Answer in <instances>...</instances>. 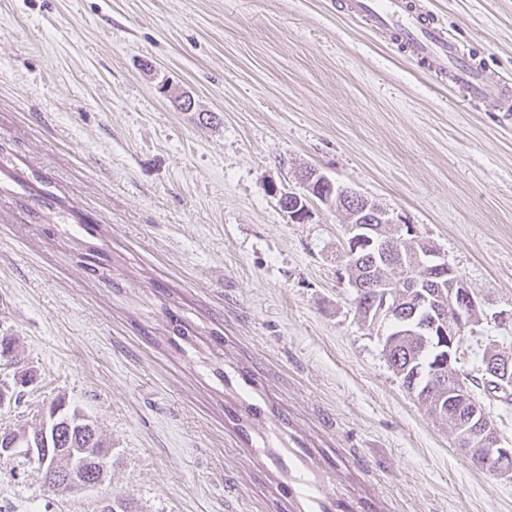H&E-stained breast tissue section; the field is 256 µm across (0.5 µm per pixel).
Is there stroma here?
I'll use <instances>...</instances> for the list:
<instances>
[{
    "mask_svg": "<svg viewBox=\"0 0 512 512\" xmlns=\"http://www.w3.org/2000/svg\"><path fill=\"white\" fill-rule=\"evenodd\" d=\"M423 2L512 81V0ZM306 168L510 313L465 336L462 372L512 356V112L339 0H0V337L36 372L0 431L66 397L135 512H289L268 451L294 437L328 492L383 512H512V480L455 448L358 317L345 213L280 209ZM242 370L277 418L248 417ZM45 502L40 474L0 483V512Z\"/></svg>",
    "mask_w": 512,
    "mask_h": 512,
    "instance_id": "1",
    "label": "stroma"
}]
</instances>
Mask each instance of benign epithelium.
<instances>
[{
    "mask_svg": "<svg viewBox=\"0 0 512 512\" xmlns=\"http://www.w3.org/2000/svg\"><path fill=\"white\" fill-rule=\"evenodd\" d=\"M303 192L282 191L278 197L290 201L285 212L296 223H304L310 217L309 202L316 198L329 208L338 209L345 201L360 202V210L349 213L345 224L343 255L352 259L358 249L375 242L372 233L374 224L393 223L390 213L376 202L345 187L334 185L330 179L316 169L304 171L301 175ZM399 236L393 237L392 252H385L379 262L388 267L402 270L397 279L371 281L367 288L375 289V302L370 309L374 313L372 325L387 328V333L396 329H408L409 336L448 337V377L437 365L425 367L424 379L448 390L443 398L457 407L463 417L459 426L463 451L468 453L472 463L480 468L494 466L497 472L512 479V445L502 439L485 408L472 402L465 381L456 368L459 360L463 334L482 322V304L476 293L431 243L419 242L417 254L410 257L401 249L400 243L414 235L398 228ZM426 309L430 318L421 323L409 321L401 315L404 308ZM484 377L499 387L512 388V360L488 356L483 367Z\"/></svg>",
    "mask_w": 512,
    "mask_h": 512,
    "instance_id": "benign-epithelium-1",
    "label": "benign epithelium"
}]
</instances>
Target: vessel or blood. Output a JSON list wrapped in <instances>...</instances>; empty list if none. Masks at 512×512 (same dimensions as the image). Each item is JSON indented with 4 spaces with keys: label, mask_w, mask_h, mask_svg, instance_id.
<instances>
[{
    "label": "vessel or blood",
    "mask_w": 512,
    "mask_h": 512,
    "mask_svg": "<svg viewBox=\"0 0 512 512\" xmlns=\"http://www.w3.org/2000/svg\"><path fill=\"white\" fill-rule=\"evenodd\" d=\"M344 6L366 17L375 29L389 33L426 72L447 76L468 101H493L502 111L512 110V83L489 76L420 0H344ZM281 493L286 498L301 494L304 512H355L344 498L328 504L320 490L306 484L282 486Z\"/></svg>",
    "instance_id": "vessel-or-blood-1"
}]
</instances>
